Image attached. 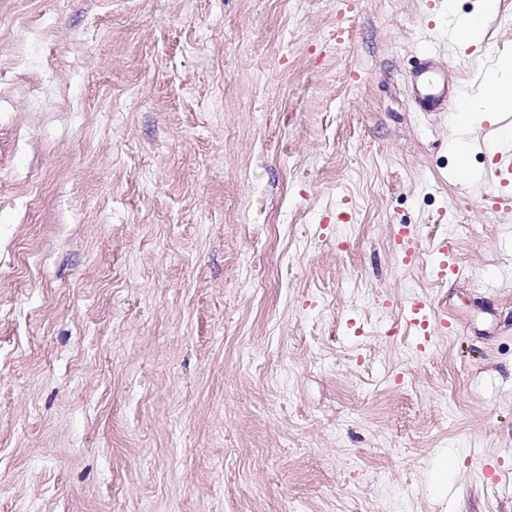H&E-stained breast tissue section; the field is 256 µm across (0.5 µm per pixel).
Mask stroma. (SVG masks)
<instances>
[{
	"mask_svg": "<svg viewBox=\"0 0 512 512\" xmlns=\"http://www.w3.org/2000/svg\"><path fill=\"white\" fill-rule=\"evenodd\" d=\"M482 3L0 0V512H512ZM414 95L425 111H450L455 106V100L448 94L447 74L430 60L421 62L415 70Z\"/></svg>",
	"mask_w": 512,
	"mask_h": 512,
	"instance_id": "35a3bbf8",
	"label": "stroma"
}]
</instances>
